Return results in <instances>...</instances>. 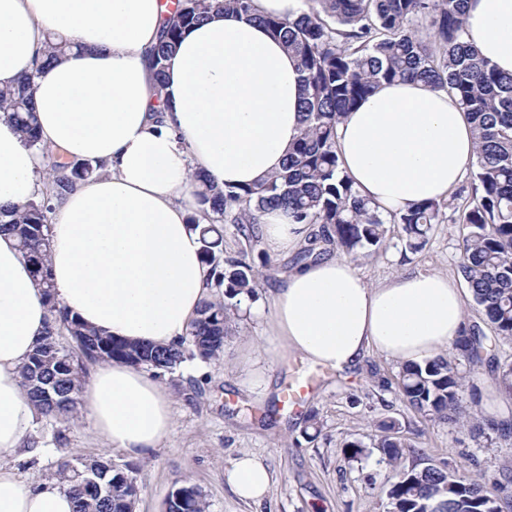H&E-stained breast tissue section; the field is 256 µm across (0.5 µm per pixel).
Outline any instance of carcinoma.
I'll list each match as a JSON object with an SVG mask.
<instances>
[{
  "instance_id": "cac0c4a2",
  "label": "carcinoma",
  "mask_w": 512,
  "mask_h": 512,
  "mask_svg": "<svg viewBox=\"0 0 512 512\" xmlns=\"http://www.w3.org/2000/svg\"><path fill=\"white\" fill-rule=\"evenodd\" d=\"M307 9L290 21L256 16L268 31L297 56L304 96L303 125L279 171L246 187L221 186L192 175L195 196L208 226L202 231V255L211 267L214 287L224 288V302L206 299L189 335L174 347L158 348L114 338L86 326L61 307L52 293L47 257L53 207L51 200L72 191L104 169L97 161L60 162L40 144L35 116V79L55 60L72 53L63 36L47 34V54L35 70L11 88L0 89V112L9 114L27 144L49 169L41 196L18 207L0 205V232L11 231L23 256L34 267L54 314L42 341L21 370L28 398L38 412L68 420L78 412L79 391L73 389L79 365L56 341L63 328L69 336H85L100 349L102 360H116L155 374H173L189 358L212 360L224 352L231 313L242 299L255 297L257 274L241 259L224 256L220 224L259 239L258 224L270 209H281L297 224H311L309 248L298 262L321 256V245L357 257L380 248L387 225L397 224L405 248L421 250L435 224L448 221L442 201H425L404 213L381 214L362 197L340 168L336 128L379 83L419 80L455 96L473 124L477 156L470 176L480 195L463 211L462 274L472 301L498 337L512 339V75H503L483 60L465 38L468 0H305ZM255 16V0H173L149 57L158 88H163L166 61L184 30L214 13ZM484 334L468 329L455 349L473 362L486 360ZM41 370L56 401L31 388ZM400 392L411 407L432 421L448 422L460 413L463 378L444 355L399 370ZM377 448L389 473V512H501L500 498L473 475L452 473L422 462L402 464L407 445L394 419L377 424ZM58 481L76 502L75 512H126L139 488L128 469L110 461L62 462ZM182 501L168 500V512H207L199 487L185 484Z\"/></svg>"
}]
</instances>
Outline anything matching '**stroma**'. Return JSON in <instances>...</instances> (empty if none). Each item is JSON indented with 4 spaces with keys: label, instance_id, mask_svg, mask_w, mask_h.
I'll list each match as a JSON object with an SVG mask.
<instances>
[{
    "label": "stroma",
    "instance_id": "1",
    "mask_svg": "<svg viewBox=\"0 0 512 512\" xmlns=\"http://www.w3.org/2000/svg\"><path fill=\"white\" fill-rule=\"evenodd\" d=\"M463 233L459 224L435 225L424 249L410 253L394 227L378 252L352 264L373 284L406 268L446 274L462 288ZM224 252L253 265L268 257L257 281L261 300L295 261L291 254L267 253L263 242L244 240L232 224L224 227ZM262 334V324L239 311L218 359L190 360L161 376L174 400L175 426L147 456L133 457L103 444L85 412L66 422L42 416L28 438V456L15 462L20 475L29 483L46 481L54 479L64 460H109L128 468L135 479L140 490L136 512H164L168 495L187 482L204 492L208 512H387L388 467L375 446V425L391 418L427 458L469 472L487 487L512 470V393L499 388L498 373L488 365L472 364L462 355L455 359L467 383L462 409L481 424L474 432L430 421L411 408L399 392V365L376 353L353 373L313 367L296 355L258 375L251 344ZM312 413L321 426L313 440L304 434ZM350 441L365 448L353 461L345 455ZM244 454L271 473L269 492L258 503L238 499L224 478Z\"/></svg>",
    "mask_w": 512,
    "mask_h": 512
}]
</instances>
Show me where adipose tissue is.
Wrapping results in <instances>:
<instances>
[{
  "mask_svg": "<svg viewBox=\"0 0 512 512\" xmlns=\"http://www.w3.org/2000/svg\"><path fill=\"white\" fill-rule=\"evenodd\" d=\"M163 0H0V88L41 57L46 32L76 46L37 79L41 143L68 161L104 162L103 175L53 200L48 270L59 302L87 325L131 342L184 340L210 290L190 176L250 185L278 171L302 127L297 59L259 22L217 14L188 27L156 92L147 56ZM466 39L512 74V0H469ZM341 167L382 211L448 198L476 158L474 132L455 98L418 81L384 83L337 127ZM36 151L0 113V204L21 205L43 186ZM271 251L312 231L266 211ZM253 315L265 363L289 354L337 371L368 353L405 364L448 351L463 336V294L441 273L401 271L368 283L347 260L323 256L284 276ZM52 320L44 290L15 237L0 232V512H75L56 481L25 484L11 458L25 454L37 415L20 370ZM106 444L140 457L173 429V401L144 370L100 362L81 393ZM233 493L261 501L270 486L257 458L225 473Z\"/></svg>",
  "mask_w": 512,
  "mask_h": 512,
  "instance_id": "ef3b65f1",
  "label": "adipose tissue"
}]
</instances>
